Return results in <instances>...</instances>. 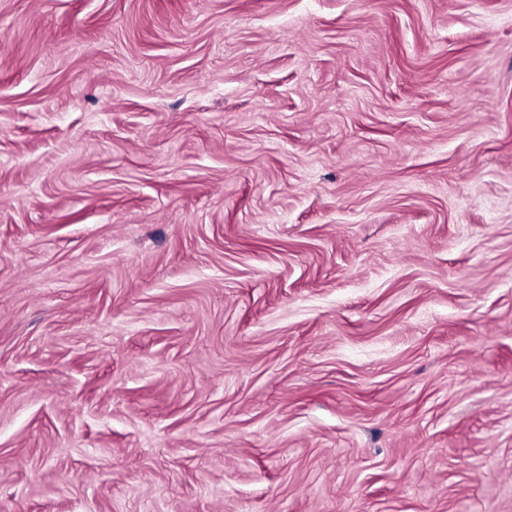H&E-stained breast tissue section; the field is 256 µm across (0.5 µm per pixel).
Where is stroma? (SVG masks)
<instances>
[{"label":"stroma","mask_w":512,"mask_h":512,"mask_svg":"<svg viewBox=\"0 0 512 512\" xmlns=\"http://www.w3.org/2000/svg\"><path fill=\"white\" fill-rule=\"evenodd\" d=\"M0 512H512V0H0Z\"/></svg>","instance_id":"1"}]
</instances>
